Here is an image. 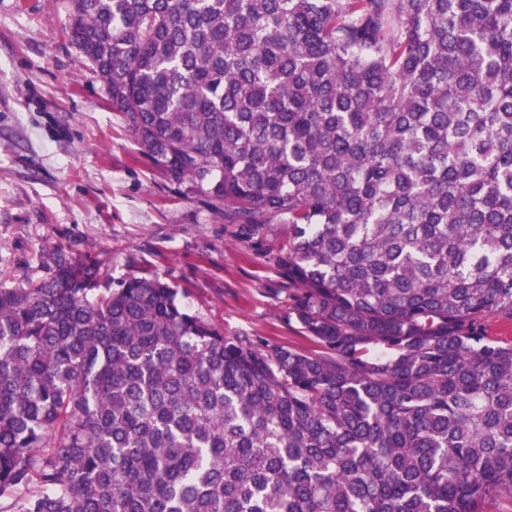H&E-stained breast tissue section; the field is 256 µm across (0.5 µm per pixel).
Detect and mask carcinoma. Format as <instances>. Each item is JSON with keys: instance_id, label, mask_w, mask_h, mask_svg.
I'll return each mask as SVG.
<instances>
[{"instance_id": "carcinoma-1", "label": "carcinoma", "mask_w": 512, "mask_h": 512, "mask_svg": "<svg viewBox=\"0 0 512 512\" xmlns=\"http://www.w3.org/2000/svg\"><path fill=\"white\" fill-rule=\"evenodd\" d=\"M67 33L315 349L41 251L0 283V512L512 497V0H68Z\"/></svg>"}]
</instances>
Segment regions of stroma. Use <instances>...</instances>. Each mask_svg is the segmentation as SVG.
<instances>
[{
    "instance_id": "obj_1",
    "label": "stroma",
    "mask_w": 512,
    "mask_h": 512,
    "mask_svg": "<svg viewBox=\"0 0 512 512\" xmlns=\"http://www.w3.org/2000/svg\"><path fill=\"white\" fill-rule=\"evenodd\" d=\"M67 23L66 0H0V281L41 276L39 252L59 246L114 278L160 274L225 334L310 349L223 205L139 154Z\"/></svg>"
}]
</instances>
